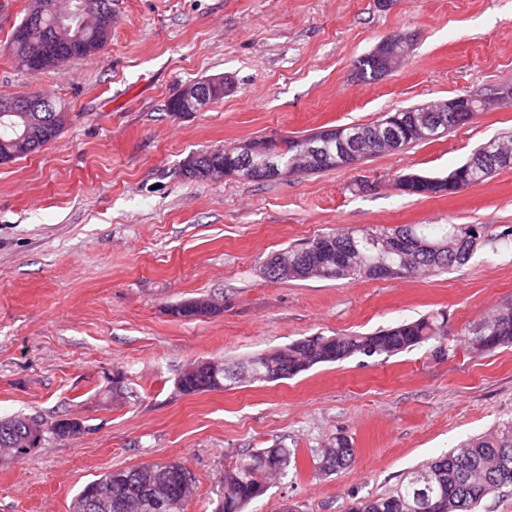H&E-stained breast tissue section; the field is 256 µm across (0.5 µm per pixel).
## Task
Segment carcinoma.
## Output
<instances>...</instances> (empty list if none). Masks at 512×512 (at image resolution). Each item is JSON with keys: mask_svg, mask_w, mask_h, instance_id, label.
Wrapping results in <instances>:
<instances>
[{"mask_svg": "<svg viewBox=\"0 0 512 512\" xmlns=\"http://www.w3.org/2000/svg\"><path fill=\"white\" fill-rule=\"evenodd\" d=\"M74 13L59 18L54 0H28L21 21L11 30L7 48L17 65L37 73L100 53L112 34V0H74ZM358 70L366 80L383 77L374 53L358 61ZM16 95H0V164H8L40 151L58 139L71 123L70 113L49 96L29 105L26 111L14 110ZM473 114L452 119L446 112H389L367 124L342 125L328 131L300 137H283L281 141L320 147L323 160L308 173L336 168L341 143L358 134L357 159L382 152L379 141L385 131L395 128L401 133V146L422 141L417 127L426 123L444 134L466 124ZM233 144L219 150L193 155L184 165V174L192 179H218L225 171ZM466 186L482 183L497 169L480 161L469 169L457 167ZM419 186L412 194L441 197L455 194L461 187L446 177L415 174ZM512 242V228L492 238L483 226L471 224H400L394 227H371L326 232L306 239L298 246L280 251L288 257V269L276 267L268 260L262 269L271 282L306 280H356L411 277L421 272H438L466 264L483 246L496 247ZM219 307L202 310L186 299L170 307V313L184 319L214 314ZM444 315L426 316L412 322L364 334L314 336L273 349L241 362L201 361L186 367L176 380L183 395L222 390L234 383L235 371L250 363L260 365L265 374L275 365H288V372L270 379H248L246 383H273L301 374L315 365L334 363L351 357L387 358L425 343L445 351ZM471 349L491 351L512 344V304L499 307L481 320L471 332ZM84 427H68L62 420L49 426L34 417L12 416L0 419V463L26 458L40 447L47 435L70 438L80 435ZM315 475L328 478L354 466L355 449L348 435L336 433L321 448L312 450ZM296 468V449L246 448L234 465L224 470L222 491L213 512H245L265 494L272 480L288 477ZM195 477L180 461L153 462L112 471L87 483L73 498L70 512H156L158 501L169 504L168 512H186ZM512 495V421L474 436L459 447L426 460L406 472L398 484L380 495L350 502L347 512H475L489 497Z\"/></svg>", "mask_w": 512, "mask_h": 512, "instance_id": "obj_1", "label": "carcinoma"}]
</instances>
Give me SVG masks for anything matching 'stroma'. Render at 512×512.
Returning a JSON list of instances; mask_svg holds the SVG:
<instances>
[{
	"mask_svg": "<svg viewBox=\"0 0 512 512\" xmlns=\"http://www.w3.org/2000/svg\"><path fill=\"white\" fill-rule=\"evenodd\" d=\"M27 0H0V95L65 102L71 123L27 158L0 164V417L84 431L0 464V512H70L89 481L148 461L195 476L187 512H211L240 450L282 445L297 471L248 512H345L423 460L512 417V346L473 351L470 329L512 303V245L445 273L387 280H290L271 254L329 229L399 224L512 226V168L453 195L399 190L445 177L512 134L498 105L440 138L351 167L255 183L197 181L193 153L257 136L304 135L463 94L512 89V0H112L103 52L27 72L6 38ZM409 61L376 80L357 61L387 36ZM227 75L201 112H167L185 85ZM222 298L213 315L171 305ZM448 319V351L353 357L268 385L180 394L183 368L237 361L312 336L365 333L425 314ZM344 431L355 466L314 474L312 449ZM196 298L186 299L183 301H180L179 303L172 305L170 307V313L174 315L175 317L184 318V319H192V318H198L202 316H209L214 314L217 310H220V307L214 306L216 302L214 299L213 301H209L207 298H200L201 300V306L206 308H211V310H202L196 308L194 305H192V302ZM215 302V303H214Z\"/></svg>",
	"mask_w": 512,
	"mask_h": 512,
	"instance_id": "obj_1",
	"label": "stroma"
}]
</instances>
